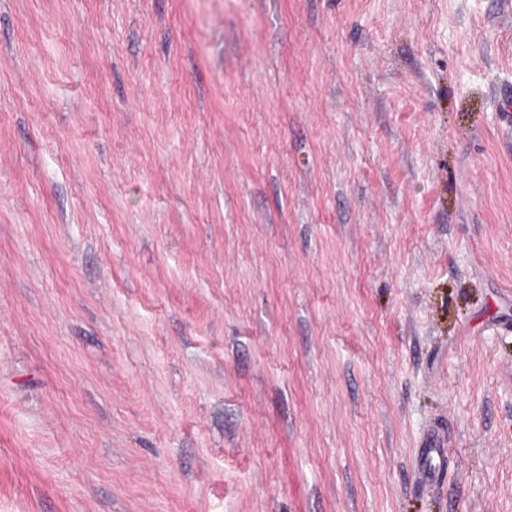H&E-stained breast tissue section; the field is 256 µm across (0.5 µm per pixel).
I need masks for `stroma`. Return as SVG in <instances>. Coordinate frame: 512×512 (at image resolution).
Segmentation results:
<instances>
[{
    "instance_id": "obj_1",
    "label": "stroma",
    "mask_w": 512,
    "mask_h": 512,
    "mask_svg": "<svg viewBox=\"0 0 512 512\" xmlns=\"http://www.w3.org/2000/svg\"><path fill=\"white\" fill-rule=\"evenodd\" d=\"M506 95L512 0H0V512H512ZM420 462L415 477L422 483L430 481L437 465L441 466L446 454V433L442 426L434 427L426 433L421 443Z\"/></svg>"
}]
</instances>
